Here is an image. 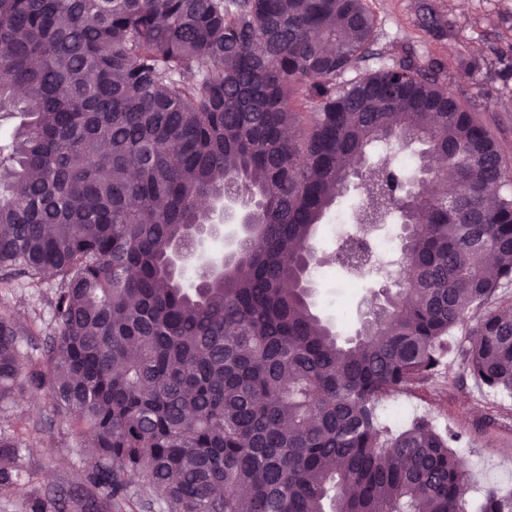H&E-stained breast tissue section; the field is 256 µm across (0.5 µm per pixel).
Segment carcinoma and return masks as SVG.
Listing matches in <instances>:
<instances>
[{
	"label": "carcinoma",
	"mask_w": 512,
	"mask_h": 512,
	"mask_svg": "<svg viewBox=\"0 0 512 512\" xmlns=\"http://www.w3.org/2000/svg\"><path fill=\"white\" fill-rule=\"evenodd\" d=\"M365 0H0V282L56 281L42 368L0 315V410L44 389L95 448L86 482L34 512H98L135 483L168 512H512L474 503L455 436L379 405L440 374L448 340L473 378L512 391V177L488 127L411 53L374 55ZM418 146L438 192L372 159ZM440 159L441 166L431 162ZM369 189L362 224H404L398 280L342 341L309 302L312 239L333 202ZM255 200L256 238L192 279L173 247L217 239L203 204ZM365 247L336 246L350 268ZM0 427V456L26 444Z\"/></svg>",
	"instance_id": "obj_1"
}]
</instances>
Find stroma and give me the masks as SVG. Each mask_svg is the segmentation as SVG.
I'll use <instances>...</instances> for the list:
<instances>
[{
  "label": "stroma",
  "mask_w": 512,
  "mask_h": 512,
  "mask_svg": "<svg viewBox=\"0 0 512 512\" xmlns=\"http://www.w3.org/2000/svg\"><path fill=\"white\" fill-rule=\"evenodd\" d=\"M375 19V54L360 64L366 73L400 60L412 51L423 66L440 62L448 89L467 102L497 137L512 163V0H367ZM314 279L312 301L341 339L354 337L370 306L368 288ZM51 285L39 288L16 283L0 289V313L9 312L26 333L19 339L29 367H40L42 342L52 325L48 299ZM409 408L456 436L454 450L470 475V498L491 486L512 488V395L477 383L460 356L449 353L442 373L425 389L399 393L382 402ZM24 416L29 435L13 460L23 477L14 491L0 496V512H31L35 501L77 491L92 493L85 476L94 459L78 444L45 392L19 393L12 412L0 414L6 425L11 414Z\"/></svg>",
  "instance_id": "1"
}]
</instances>
